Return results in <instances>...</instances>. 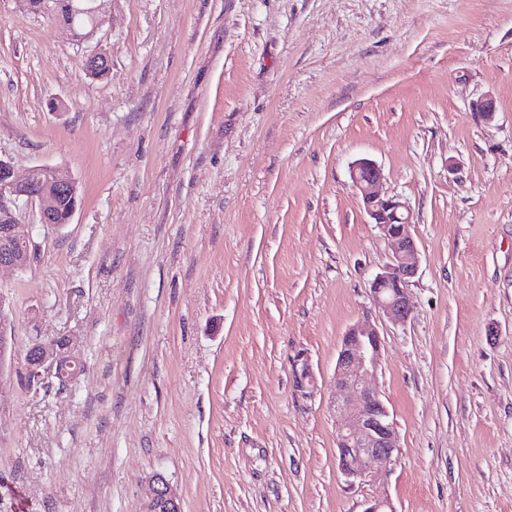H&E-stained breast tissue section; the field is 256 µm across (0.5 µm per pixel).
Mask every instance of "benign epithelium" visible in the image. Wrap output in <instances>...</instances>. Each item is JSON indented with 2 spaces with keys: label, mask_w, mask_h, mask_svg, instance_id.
<instances>
[{
  "label": "benign epithelium",
  "mask_w": 512,
  "mask_h": 512,
  "mask_svg": "<svg viewBox=\"0 0 512 512\" xmlns=\"http://www.w3.org/2000/svg\"><path fill=\"white\" fill-rule=\"evenodd\" d=\"M85 0L82 11L93 19L90 31L83 32L73 21L63 18L76 42L94 36L106 23L103 3ZM19 7L31 13L57 10L54 0H17ZM86 70L93 75L112 69V58L104 50L92 52L85 59ZM473 111L489 120L497 111L496 99L490 94L473 103ZM350 177L361 197L363 208L379 231L393 245L390 262L377 273L370 284L374 306L394 324L405 323L411 314L407 286L418 272V249L409 226L413 213L409 204L396 196L385 195L381 185L383 169L362 158L350 167ZM81 195L79 181L68 171L50 165H35L19 176L13 166L0 159V270L22 272L36 258L34 225L17 216L19 205L35 208L38 223L54 228V219L65 199ZM382 342L379 331L368 317L349 327L342 338L336 360L338 466L353 483L373 478L389 468L399 451V440L380 392L367 380L375 376L381 363ZM28 378L41 382L55 378L67 386L83 373L80 357L72 349L70 339L37 340L26 353ZM142 512H182L181 500L160 474L153 475L145 488Z\"/></svg>",
  "instance_id": "1"
}]
</instances>
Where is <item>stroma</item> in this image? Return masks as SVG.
<instances>
[{
	"instance_id": "1",
	"label": "stroma",
	"mask_w": 512,
	"mask_h": 512,
	"mask_svg": "<svg viewBox=\"0 0 512 512\" xmlns=\"http://www.w3.org/2000/svg\"><path fill=\"white\" fill-rule=\"evenodd\" d=\"M106 10L79 44L0 0V158L83 190L30 269L0 272V512H139L156 473L183 512H512V0ZM99 47L106 81L84 69ZM362 157L413 212L399 325L369 293L392 245ZM366 315L399 453L352 483L333 378ZM58 336L85 373L28 385L27 348Z\"/></svg>"
}]
</instances>
